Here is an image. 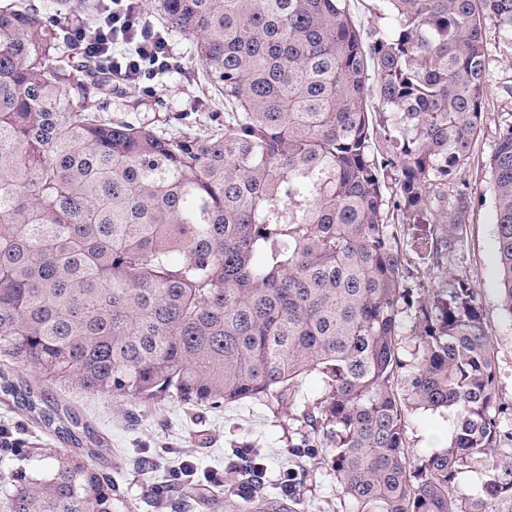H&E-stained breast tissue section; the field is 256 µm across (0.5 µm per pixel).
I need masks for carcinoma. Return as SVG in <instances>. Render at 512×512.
Here are the masks:
<instances>
[{"label":"carcinoma","instance_id":"carcinoma-1","mask_svg":"<svg viewBox=\"0 0 512 512\" xmlns=\"http://www.w3.org/2000/svg\"><path fill=\"white\" fill-rule=\"evenodd\" d=\"M385 2L388 27L365 32L345 0H158L193 40L200 88L224 97V127L202 136L91 108L111 87L52 6L0 0V354L33 372L0 371V392L66 445L48 473L12 474L9 512H118L107 443L50 396L58 381L116 403L286 405L304 431L288 447L326 449L342 512L512 499L511 467L459 484L512 443L482 296L447 268L413 300L394 224L433 226L437 267L461 241L470 195L450 201L448 184L481 119L483 25L512 45V0ZM490 166L512 318V117ZM442 409L450 445L415 460L408 412ZM255 463L231 507L281 512ZM288 476L299 512L306 475Z\"/></svg>","mask_w":512,"mask_h":512}]
</instances>
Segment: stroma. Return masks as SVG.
<instances>
[{"label":"stroma","mask_w":512,"mask_h":512,"mask_svg":"<svg viewBox=\"0 0 512 512\" xmlns=\"http://www.w3.org/2000/svg\"><path fill=\"white\" fill-rule=\"evenodd\" d=\"M182 70L159 75L149 88H117L106 103L111 114L133 121L155 117L182 116L202 126L224 121V107L204 98L189 78L198 62L191 40L171 33ZM484 38L488 49V80L483 89L480 131L469 157L458 168L456 182L469 187L471 203L461 246L449 253L445 264L467 277L483 299L485 327L496 349L498 397L512 406V318L503 311L499 298L496 262L495 200L490 190L489 161L494 152L498 128L512 116V47L499 38L493 21H486ZM422 236L410 224L399 228L408 286L414 299L438 287L443 274L429 262L417 243ZM445 268V269H446ZM60 401L75 408L91 426L108 439L112 453L102 462L119 488L120 512H229L226 487L208 485L203 501L181 497L179 490H166L171 468L188 460L196 478L207 471L224 470L232 451L251 444L264 457L266 486L272 497H281V479L293 458L288 442L296 430L288 407H270L246 399L221 407L188 406L171 402L145 406L133 400L120 403L72 387L54 388ZM0 429L19 439L17 455L0 454V476L17 470L29 474L46 472L61 443L51 432L36 424L11 399L0 394ZM449 412L418 411L409 418L406 438L415 456L447 447L452 435ZM309 471L302 512H341L336 483L321 456L304 458Z\"/></svg>","instance_id":"stroma-1"}]
</instances>
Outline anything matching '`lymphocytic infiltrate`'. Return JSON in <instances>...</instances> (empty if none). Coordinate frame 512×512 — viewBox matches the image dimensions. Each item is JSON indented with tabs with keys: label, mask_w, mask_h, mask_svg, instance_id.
<instances>
[{
	"label": "lymphocytic infiltrate",
	"mask_w": 512,
	"mask_h": 512,
	"mask_svg": "<svg viewBox=\"0 0 512 512\" xmlns=\"http://www.w3.org/2000/svg\"><path fill=\"white\" fill-rule=\"evenodd\" d=\"M65 28L73 48L95 59L108 79L137 85L179 65L166 32L147 22L141 0H109L92 19H66Z\"/></svg>",
	"instance_id": "lymphocytic-infiltrate-1"
}]
</instances>
